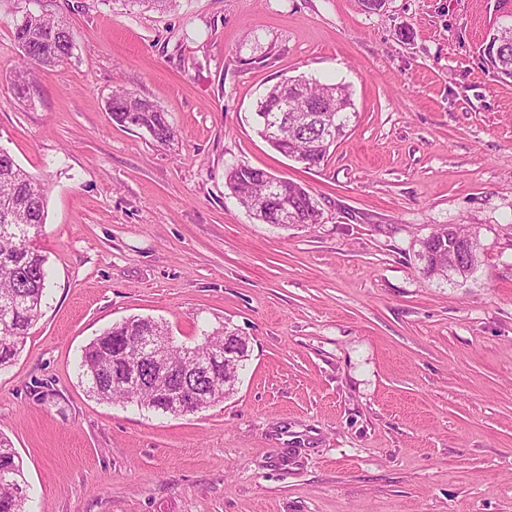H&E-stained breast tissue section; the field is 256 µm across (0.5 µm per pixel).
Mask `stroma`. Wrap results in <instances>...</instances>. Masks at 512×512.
<instances>
[{
	"mask_svg": "<svg viewBox=\"0 0 512 512\" xmlns=\"http://www.w3.org/2000/svg\"><path fill=\"white\" fill-rule=\"evenodd\" d=\"M23 4L0 0V146L47 187L49 279L0 435L30 512H512V81L480 50L501 0H38L75 49L30 106L8 82ZM297 75L356 105L311 169L253 119ZM119 88L174 142L114 122ZM237 165L302 184L320 222L257 221ZM439 224L475 232L468 278L423 276ZM133 315L179 345L248 337L237 392L186 416L91 396L85 346Z\"/></svg>",
	"mask_w": 512,
	"mask_h": 512,
	"instance_id": "obj_1",
	"label": "stroma"
}]
</instances>
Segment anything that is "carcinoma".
Returning a JSON list of instances; mask_svg holds the SVG:
<instances>
[{
	"mask_svg": "<svg viewBox=\"0 0 512 512\" xmlns=\"http://www.w3.org/2000/svg\"><path fill=\"white\" fill-rule=\"evenodd\" d=\"M21 65L9 76L18 99L29 102L33 69L37 66H58L73 55V33L67 23L42 11L25 9L14 28ZM499 47L496 61L497 74L512 79V29L504 26L492 28L482 44L483 56H490L492 46ZM296 88L290 109L299 112L312 101H319L327 110L336 132L326 141L312 166H318L330 155L331 147L346 135L354 103L347 86L323 84L303 75L288 78ZM112 118L123 126L143 129L158 144L166 145L175 139V129L166 114L153 103L127 90H117L106 102ZM342 111H336V108ZM308 120L285 133L288 149L308 155L309 143L320 136L321 116L307 113ZM226 187L234 192L239 203L254 218L265 224H278L276 208L284 204L291 212L293 224H317L320 211L308 190L295 182L280 178L265 170L246 165L226 172ZM275 188V201L258 214V207L268 187ZM47 215V189L36 176L28 173L13 155L0 147V370L9 366L24 347L27 331L42 315V300L46 289V257L33 246V240L45 224ZM473 238V234L446 224L437 225L430 240L422 247L432 253L431 264L422 267L425 277H441L448 267V251L458 247L457 241ZM167 336L169 326L152 318L132 316L115 323L93 339L83 351L79 369L88 391L100 401L135 403L142 407L171 415L182 414L185 403L168 397L167 383L157 380L153 392L141 393L129 386L126 352L138 347L139 337ZM231 343L239 356V363L224 366V356L214 355L211 372L192 381L195 405L206 409L224 402V378H238L249 360V348L233 338H225L224 330L203 335L192 346L168 344L162 352L164 360L186 368L195 366L198 359L210 350L224 349ZM26 485L22 461L11 441L0 436V512H28Z\"/></svg>",
	"mask_w": 512,
	"mask_h": 512,
	"instance_id": "cac0c4a2",
	"label": "carcinoma"
}]
</instances>
